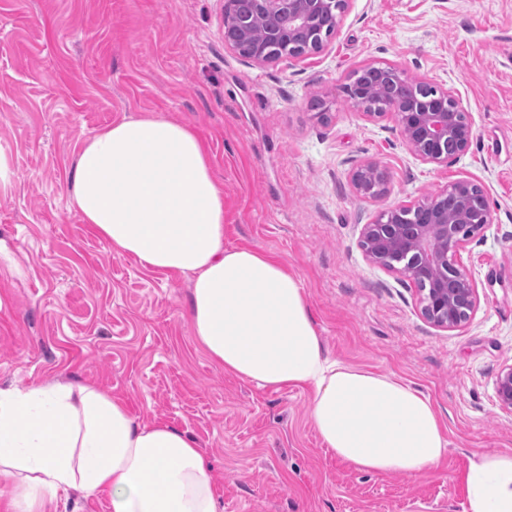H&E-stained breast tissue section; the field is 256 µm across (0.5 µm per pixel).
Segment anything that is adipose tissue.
I'll use <instances>...</instances> for the list:
<instances>
[{
	"label": "adipose tissue",
	"mask_w": 512,
	"mask_h": 512,
	"mask_svg": "<svg viewBox=\"0 0 512 512\" xmlns=\"http://www.w3.org/2000/svg\"><path fill=\"white\" fill-rule=\"evenodd\" d=\"M68 205L116 255L188 276L196 341L225 372L308 389L336 458L409 477L442 462L446 428L428 397L326 356L299 280L268 255L225 246L224 189L192 129L152 114L104 127L81 147ZM463 482L466 512H512V452L474 451ZM0 485L9 512H57L72 490L109 498L112 512H224L187 433L57 380L0 390Z\"/></svg>",
	"instance_id": "adipose-tissue-1"
}]
</instances>
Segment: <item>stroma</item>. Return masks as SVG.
<instances>
[{
	"label": "stroma",
	"mask_w": 512,
	"mask_h": 512,
	"mask_svg": "<svg viewBox=\"0 0 512 512\" xmlns=\"http://www.w3.org/2000/svg\"><path fill=\"white\" fill-rule=\"evenodd\" d=\"M226 0H0V388L91 384L144 423L187 432L224 512H464L471 451L512 450L495 380L512 363V0H350L321 54L258 66L224 45ZM453 91L474 139L436 167L394 117L342 91L364 66ZM160 114L210 148L224 186V244L267 254L308 295L329 357L391 373L433 402L448 453L410 479L328 453L302 388H261L197 344L188 279L116 256L67 205L84 141ZM372 161L385 196L356 194ZM481 185L490 224L462 253L480 304L440 329L414 286L368 263L363 225L453 182Z\"/></svg>",
	"instance_id": "obj_1"
}]
</instances>
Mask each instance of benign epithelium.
Segmentation results:
<instances>
[{
	"instance_id": "obj_1",
	"label": "benign epithelium",
	"mask_w": 512,
	"mask_h": 512,
	"mask_svg": "<svg viewBox=\"0 0 512 512\" xmlns=\"http://www.w3.org/2000/svg\"><path fill=\"white\" fill-rule=\"evenodd\" d=\"M349 7V0H245L224 13L225 46L250 65L323 52ZM349 101L372 119L393 116L410 151L437 167L459 160L474 132L453 91H439L422 79L391 69L374 87L356 79L344 87ZM357 194L377 199L386 193L385 172L375 163L351 174ZM482 187L460 179L422 201L392 207L363 225L360 247L366 260L416 287L422 316L433 326L466 324L479 305L478 287L461 263V252L489 225ZM501 409L512 413V364L496 377Z\"/></svg>"
}]
</instances>
